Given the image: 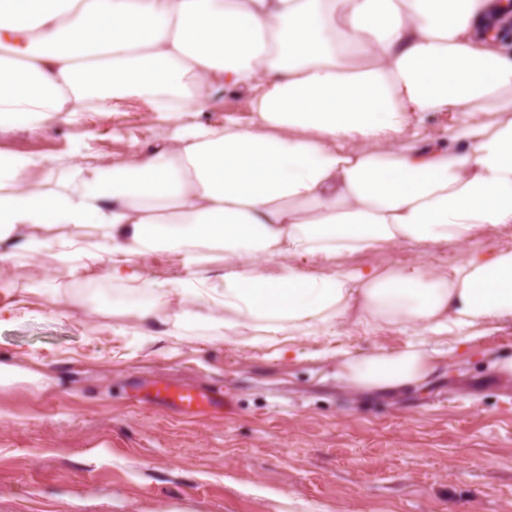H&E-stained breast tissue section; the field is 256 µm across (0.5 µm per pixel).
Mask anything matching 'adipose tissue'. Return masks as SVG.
<instances>
[{"label":"adipose tissue","mask_w":512,"mask_h":512,"mask_svg":"<svg viewBox=\"0 0 512 512\" xmlns=\"http://www.w3.org/2000/svg\"><path fill=\"white\" fill-rule=\"evenodd\" d=\"M510 20L512 0H0V128L37 134L134 97L174 125L130 160L72 156L51 191L26 180L33 159L0 152V243L65 226L61 262L105 255L142 289L162 250L187 272L181 319L268 336L390 326L404 346L337 351V380L430 383L448 369L438 342L512 322V248L478 240L512 225ZM218 85L248 123L180 124ZM400 244L462 254L444 271L359 261ZM218 258L221 286L200 287ZM313 258L326 270L305 271Z\"/></svg>","instance_id":"obj_1"}]
</instances>
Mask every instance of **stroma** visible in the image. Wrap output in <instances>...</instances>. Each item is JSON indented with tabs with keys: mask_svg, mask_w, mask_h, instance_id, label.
Returning <instances> with one entry per match:
<instances>
[{
	"mask_svg": "<svg viewBox=\"0 0 512 512\" xmlns=\"http://www.w3.org/2000/svg\"><path fill=\"white\" fill-rule=\"evenodd\" d=\"M247 120L243 98L214 88L185 122ZM167 130L142 99L86 112L34 135L0 130V151L42 159L39 179L60 178L79 151L89 164L132 158ZM38 255L21 240L0 245V363L40 383L0 385V512H512V380L491 362L512 355V323L443 345L450 370L395 394L354 392L335 377V350L403 346L391 327L349 324L336 336H296L287 356L240 347L189 320L158 337L140 324L154 306L106 266L53 283L65 228L41 226ZM459 255L393 245L367 264L424 260L447 268ZM220 389L224 410L187 416L152 404L159 383Z\"/></svg>",
	"mask_w": 512,
	"mask_h": 512,
	"instance_id": "obj_1",
	"label": "stroma"
}]
</instances>
